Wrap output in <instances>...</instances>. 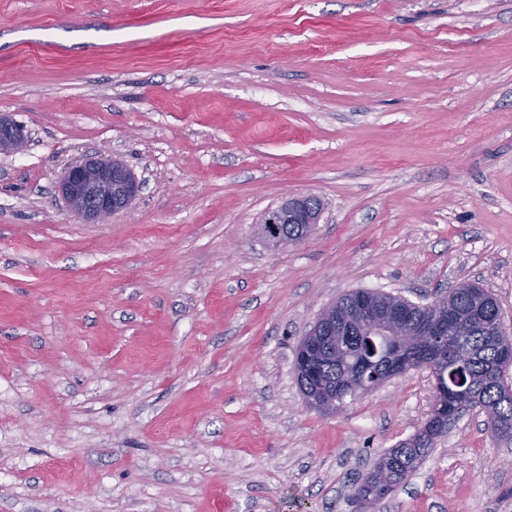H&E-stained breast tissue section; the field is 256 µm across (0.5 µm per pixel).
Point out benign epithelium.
Segmentation results:
<instances>
[{
  "mask_svg": "<svg viewBox=\"0 0 512 512\" xmlns=\"http://www.w3.org/2000/svg\"><path fill=\"white\" fill-rule=\"evenodd\" d=\"M26 143L27 133L22 125L11 119L5 121L0 118V154L18 152ZM60 190L74 212L90 221L106 223L135 201L140 184L122 161L96 156L70 166L61 179ZM311 199L310 195L290 199L266 212L261 220L264 234L283 244L285 240L280 238L279 225L319 223L322 207L313 205ZM425 308L428 309L426 316L413 318L408 305L383 310L373 304L370 292L356 291L345 326L336 329V344L344 343L346 337L342 336V332L351 330H360L369 336H405L413 343L430 341L442 345L448 342V326L456 323L452 309L436 300L426 304ZM475 314L481 322L492 327L495 335H506L502 317L493 316L484 300L476 301ZM329 340L328 336L313 337L309 340V346L297 351L295 363L305 370H315V350ZM368 345L370 358L389 366L395 374L415 367L413 362L401 355L399 348H380L371 340ZM436 392L438 398L419 432V442L424 445L436 439L441 424L456 420L465 411L458 403L460 380L450 379L438 385Z\"/></svg>",
  "mask_w": 512,
  "mask_h": 512,
  "instance_id": "1",
  "label": "benign epithelium"
}]
</instances>
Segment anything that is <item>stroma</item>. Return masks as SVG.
Wrapping results in <instances>:
<instances>
[{"mask_svg": "<svg viewBox=\"0 0 512 512\" xmlns=\"http://www.w3.org/2000/svg\"><path fill=\"white\" fill-rule=\"evenodd\" d=\"M0 114V512H360L434 379L311 407L320 311L472 282L512 332V0H0ZM98 154L108 224L59 191ZM370 512H512V444L470 410ZM0 116V154L14 153L23 149L27 143V133L24 127L11 118L4 121ZM60 190L74 212L87 220L106 223L135 201L140 184L122 161L96 156L70 166L61 179ZM314 195H308L295 199H288V202L269 210L263 216L260 224H264V234L273 238L279 244L295 245L301 241L286 242L280 238L279 224H283V229L288 239H303L311 229L305 224H318L322 207L315 206L311 202ZM272 222V225H269ZM308 336H313V339L309 340V347H302L297 351L295 363L303 369L313 372L316 365V354L314 351L317 350L322 343L328 342L332 336H318L315 335L314 332ZM309 349L314 351L310 352Z\"/></svg>", "mask_w": 512, "mask_h": 512, "instance_id": "stroma-1", "label": "stroma"}]
</instances>
